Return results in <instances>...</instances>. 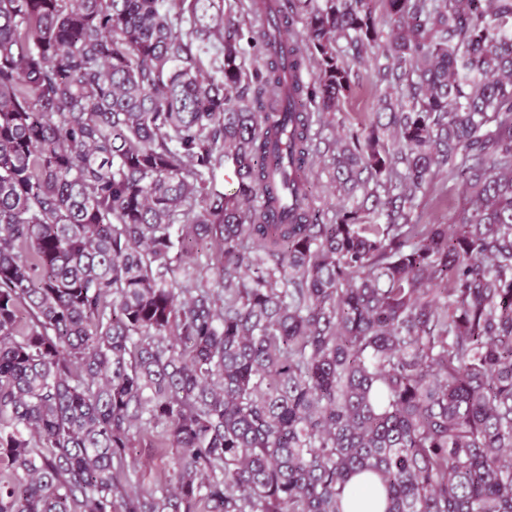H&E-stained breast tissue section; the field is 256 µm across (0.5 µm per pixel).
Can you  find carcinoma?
<instances>
[{"instance_id":"1","label":"carcinoma","mask_w":512,"mask_h":512,"mask_svg":"<svg viewBox=\"0 0 512 512\" xmlns=\"http://www.w3.org/2000/svg\"><path fill=\"white\" fill-rule=\"evenodd\" d=\"M299 4L304 50L280 0H0V512H512V0ZM342 40L385 88L325 224ZM325 145L320 144V153L313 156V168L310 174L311 191L314 205L320 209L322 218H329L336 205L342 202V198L336 193L333 179L331 158L324 155ZM460 202L461 187H453L444 176H439L430 185L427 195L419 199L417 224H448L455 206ZM129 453L131 481L128 490L147 494L165 485L172 472L174 448L160 447L146 437L136 442Z\"/></svg>"}]
</instances>
